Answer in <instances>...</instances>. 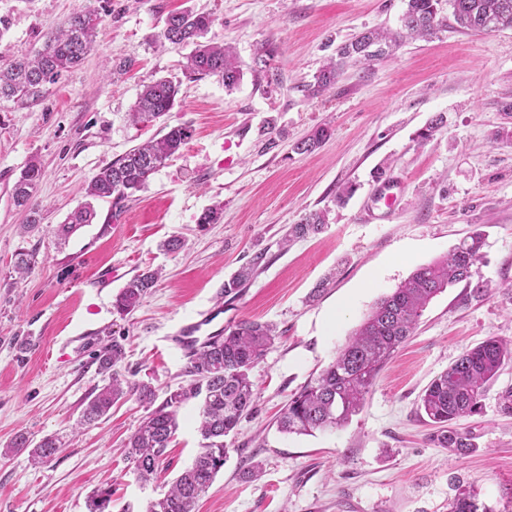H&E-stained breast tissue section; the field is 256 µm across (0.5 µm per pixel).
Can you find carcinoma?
Instances as JSON below:
<instances>
[{
  "label": "carcinoma",
  "mask_w": 512,
  "mask_h": 512,
  "mask_svg": "<svg viewBox=\"0 0 512 512\" xmlns=\"http://www.w3.org/2000/svg\"><path fill=\"white\" fill-rule=\"evenodd\" d=\"M437 0H407L398 32H363L342 44L336 58L330 59L314 75V81L298 87L306 98L316 97L336 84L343 67L369 66L387 56L403 40L432 34L441 24ZM453 16L463 30L512 28V0H453ZM102 22L91 7L72 12L51 33L42 49L21 54L0 63V100H12L23 107L39 105L62 73L78 65L90 51L93 37ZM211 14L191 10L170 13L160 38L173 44H191L188 59L193 76H216L230 89L241 79L240 64L231 48L201 41L212 27ZM179 87L170 80L151 79L139 93L130 112L135 124H146L167 115L174 108ZM189 125L170 127L159 139L150 140L100 169L88 182L86 196L118 206L145 189L151 177L187 143ZM329 136L318 127L297 141L293 150L312 152ZM42 177L41 164L32 159L21 170L13 190L16 206L28 212V223L41 221L40 204L35 199ZM97 212L89 203L73 210L58 226L57 235L67 239L80 228L93 223ZM327 224V212L312 211L288 227L282 243L291 245L315 235ZM484 236L474 232L456 243L447 256L417 268L391 294L381 298L364 318L336 358L319 376L295 393L278 420L284 434L311 435L317 431L344 427L362 410L365 397L396 350L411 336L426 306L446 288L465 283L476 295L488 284L472 283V268L481 258ZM254 265H245L224 281L220 294L236 297L252 280ZM160 273L146 270L130 279L115 296L113 311L121 317L133 312L156 287ZM277 337L269 323L244 319L224 328V335L204 343L188 356L189 380L169 392L159 406L155 390L147 383L128 380L118 366L124 357L122 346L114 341L101 348L99 372L108 382L88 401L83 421L90 423L106 415L119 399L130 395L146 407L136 432L126 443L125 457L144 483L155 481L164 470L167 448L178 428V409L190 400L199 403L202 438L192 464L185 468L159 498L148 502L146 512H195L216 475L224 468L228 448L224 438L235 431L241 419L254 408L256 393L250 371L260 363ZM512 361V341L490 336L465 351L448 369L432 380L420 399V410L440 427L432 441L459 455L470 453L474 445L456 423L481 412L486 388L502 366ZM59 450L58 440L47 436L36 443L32 461L43 464ZM112 489L94 491L87 501V512H110ZM448 512H488L475 495L460 489L448 502Z\"/></svg>",
  "instance_id": "1"
}]
</instances>
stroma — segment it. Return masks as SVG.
Returning a JSON list of instances; mask_svg holds the SVG:
<instances>
[{"mask_svg":"<svg viewBox=\"0 0 512 512\" xmlns=\"http://www.w3.org/2000/svg\"><path fill=\"white\" fill-rule=\"evenodd\" d=\"M82 6L103 16L93 51L40 105L0 101V512H87L88 495L104 486L112 512H145L165 492L200 446L196 402L180 409L160 481L141 484L122 446L146 408L126 397L81 422L104 383L96 355L118 341L122 374L165 399L188 362L172 335L219 305L224 280L249 262L255 275L222 304L224 321L268 322L278 336L250 373L255 407L226 437L224 468L197 512H448L460 486L490 512H512V415L499 408L512 363L487 386L481 412L461 423L469 454L431 442L435 427L418 408L463 351L490 336L512 339V28L461 30L448 0H438L444 25L433 36L347 67L334 89L307 99L299 85L340 45L400 30L406 0H0V61L43 48ZM187 9L211 13L209 40L236 53L243 77L234 89L190 78L192 46L160 39L166 16ZM153 78L179 83L178 102L164 119L133 125L129 112ZM439 115L443 125L420 141ZM180 123L192 138L116 220L96 202L94 222L59 242L58 225L99 169ZM320 126L331 135L316 151H293ZM32 158L44 171L33 226L12 199ZM385 182L398 196L391 206L376 196ZM344 185L353 193L341 205ZM219 204L222 219L199 224ZM316 210L328 213L323 231L282 248L288 226ZM476 230L485 245L473 271L487 294L457 284L435 297L348 425L280 433L289 398L334 360L374 304ZM172 236L183 249H163ZM23 249L36 264L21 279L14 260ZM148 269L161 279L118 318L113 298ZM335 310L340 320L325 328ZM19 433L35 442L55 435L62 446L36 465L28 450L9 449ZM253 462L262 474L249 480Z\"/></svg>","mask_w":512,"mask_h":512,"instance_id":"obj_1","label":"stroma"}]
</instances>
